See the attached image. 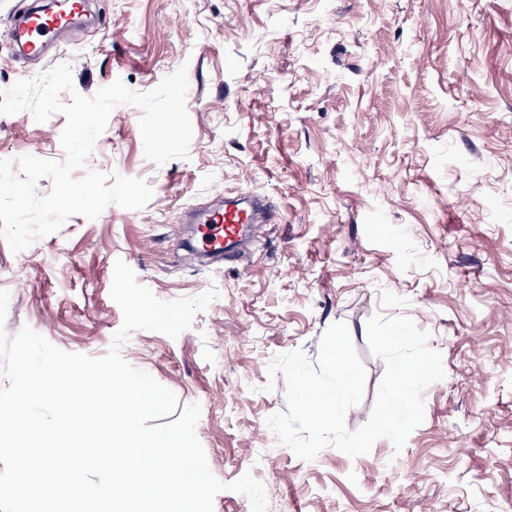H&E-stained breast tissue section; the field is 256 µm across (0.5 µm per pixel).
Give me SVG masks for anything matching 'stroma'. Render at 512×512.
<instances>
[{
    "instance_id": "35a3bbf8",
    "label": "stroma",
    "mask_w": 512,
    "mask_h": 512,
    "mask_svg": "<svg viewBox=\"0 0 512 512\" xmlns=\"http://www.w3.org/2000/svg\"><path fill=\"white\" fill-rule=\"evenodd\" d=\"M32 2L0 0V92L60 63L83 96L146 92L183 66L192 139L155 165L140 110L116 106L87 165L151 199L72 216L17 254L0 238V327L98 357L123 323L116 261L163 301L217 289L178 337L138 330L122 348L200 405L217 479L253 473L266 512H512V0H92L99 24L35 64L11 46ZM65 125L0 114V157L63 160ZM256 188L274 218L238 261L181 249L185 210ZM378 313L411 318L441 355L423 422L399 452L381 438L299 459L266 423L286 408L269 362L316 360L345 323L366 373L345 417L358 429L385 372L367 341Z\"/></svg>"
}]
</instances>
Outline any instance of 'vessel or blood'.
Segmentation results:
<instances>
[{
  "label": "vessel or blood",
  "mask_w": 512,
  "mask_h": 512,
  "mask_svg": "<svg viewBox=\"0 0 512 512\" xmlns=\"http://www.w3.org/2000/svg\"><path fill=\"white\" fill-rule=\"evenodd\" d=\"M87 0H68L63 12H47L40 9L29 11L21 20L16 41L28 58L42 60L51 54L58 42H77L81 28L73 21L87 9ZM265 197L254 192L247 201L225 200L203 215L189 214L188 223L197 225L195 248L198 252L213 256H230L247 228L267 221Z\"/></svg>",
  "instance_id": "obj_1"
}]
</instances>
